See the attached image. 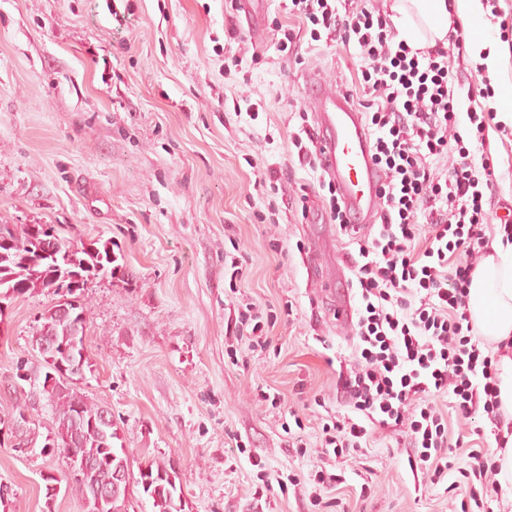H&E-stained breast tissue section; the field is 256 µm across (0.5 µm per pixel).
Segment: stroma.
I'll return each instance as SVG.
<instances>
[{
    "instance_id": "35a3bbf8",
    "label": "stroma",
    "mask_w": 512,
    "mask_h": 512,
    "mask_svg": "<svg viewBox=\"0 0 512 512\" xmlns=\"http://www.w3.org/2000/svg\"><path fill=\"white\" fill-rule=\"evenodd\" d=\"M224 4L0 0V224L111 240L118 271L84 291L94 367L78 389L111 410L131 472L148 460L174 467L184 512H318L319 436L348 411L340 382L354 346L332 314L345 279L317 285L304 265L328 223L329 193L300 168L291 134L314 118L308 74L354 95L358 59L311 41L285 0H270L267 17L298 30L300 60L282 58L271 27L259 42L230 40L227 28L247 27ZM235 57L241 75L225 79ZM248 102L257 118L240 113ZM261 166L281 172L282 199L258 187ZM272 206L277 223L260 222ZM232 251L242 264L235 281L224 269ZM56 300L35 292L0 314V416L26 404L41 443L54 413L44 395L17 386L16 364H39L33 328ZM248 303L278 315L266 349L236 338ZM297 418L303 453L286 430ZM14 442L0 446V481L13 486L16 512H85L74 492L45 498L46 477L66 480L61 457ZM404 442L382 430L337 459V512H448L447 482L411 471ZM254 457L269 474L297 473L300 485L260 492Z\"/></svg>"
}]
</instances>
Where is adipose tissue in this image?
Masks as SVG:
<instances>
[{
  "label": "adipose tissue",
  "instance_id": "1",
  "mask_svg": "<svg viewBox=\"0 0 512 512\" xmlns=\"http://www.w3.org/2000/svg\"><path fill=\"white\" fill-rule=\"evenodd\" d=\"M452 7L475 23L484 16L481 0H455L451 7L445 0H411L407 5L397 0L391 7L392 20L400 38L423 48L429 40H446ZM468 303L480 336L503 347L496 369L501 430L507 443L496 452L495 479L502 505L512 512V245L498 240L492 243L490 253L472 275Z\"/></svg>",
  "mask_w": 512,
  "mask_h": 512
}]
</instances>
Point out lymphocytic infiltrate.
Masks as SVG:
<instances>
[{
	"mask_svg": "<svg viewBox=\"0 0 512 512\" xmlns=\"http://www.w3.org/2000/svg\"><path fill=\"white\" fill-rule=\"evenodd\" d=\"M384 0H289L288 11L310 22V38L353 46L360 63L362 106L382 179V207L373 224L353 223L339 195L327 211L348 243L357 245L348 286L359 306L355 357L343 380L350 411L323 424L322 448L342 456L367 447L376 431L405 434L410 467L440 482L450 470L485 491L496 488L487 450L449 461L453 436L481 434L476 414L498 422L497 358L482 346L468 306L472 274L491 237L512 245V224L491 221L501 178L485 112L478 99L491 85L467 86L453 67L469 55L458 24L448 44L412 48L397 39ZM455 154L445 177L434 164ZM460 413L457 434L436 398Z\"/></svg>",
	"mask_w": 512,
	"mask_h": 512,
	"instance_id": "1",
	"label": "lymphocytic infiltrate"
}]
</instances>
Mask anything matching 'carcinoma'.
I'll use <instances>...</instances> for the list:
<instances>
[{"label":"carcinoma","instance_id":"carcinoma-1","mask_svg":"<svg viewBox=\"0 0 512 512\" xmlns=\"http://www.w3.org/2000/svg\"><path fill=\"white\" fill-rule=\"evenodd\" d=\"M53 236L63 250L70 252L73 261L59 267L40 257L43 238ZM118 257L112 256V241L90 239L71 242L58 234L55 225L0 224V303L36 291L52 292L76 300L74 314L60 315L57 306L47 309L39 318L32 342L39 346L52 344L59 358L67 365L61 372L57 365H46L42 385L53 380L52 387L41 390L55 416L54 436L61 443L79 428L86 433L76 453L91 462L79 477L67 480L68 488L79 494L87 512H128L129 494L124 487H114L115 473L129 470L124 447L118 445L117 428L100 419L103 406L89 401L78 390L71 368L83 361V369H91L90 357L85 354L84 288L98 277L115 276ZM173 469L159 463L139 468L133 483L152 501L154 512H182V487L177 484Z\"/></svg>","mask_w":512,"mask_h":512}]
</instances>
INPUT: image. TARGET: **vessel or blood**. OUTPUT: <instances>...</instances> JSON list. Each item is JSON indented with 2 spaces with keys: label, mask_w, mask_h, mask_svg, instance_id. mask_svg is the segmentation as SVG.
I'll return each mask as SVG.
<instances>
[{
  "label": "vessel or blood",
  "mask_w": 512,
  "mask_h": 512,
  "mask_svg": "<svg viewBox=\"0 0 512 512\" xmlns=\"http://www.w3.org/2000/svg\"><path fill=\"white\" fill-rule=\"evenodd\" d=\"M252 38L265 34L268 0H238ZM311 106L317 125V154L355 223H372L379 207L381 179L372 157L363 114L343 93L310 80Z\"/></svg>",
  "instance_id": "1"
}]
</instances>
